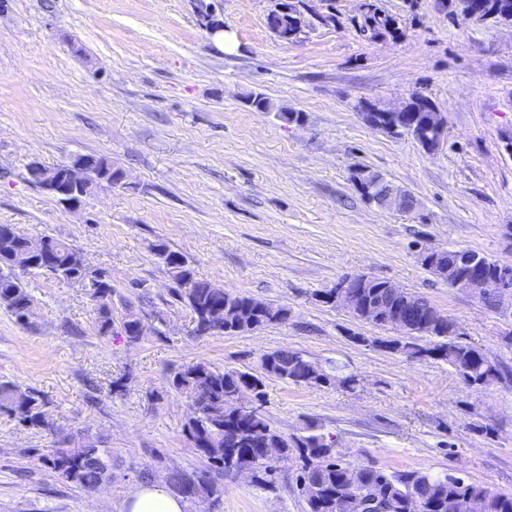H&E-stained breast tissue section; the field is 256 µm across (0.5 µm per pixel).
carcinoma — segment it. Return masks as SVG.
Returning <instances> with one entry per match:
<instances>
[{
  "label": "carcinoma",
  "mask_w": 512,
  "mask_h": 512,
  "mask_svg": "<svg viewBox=\"0 0 512 512\" xmlns=\"http://www.w3.org/2000/svg\"><path fill=\"white\" fill-rule=\"evenodd\" d=\"M481 8L476 21L493 20L512 22V0H479ZM391 19L375 7L360 25L362 34L374 37L375 24ZM250 108L255 112H277L288 122L302 121L303 114L275 106L261 93L248 94ZM434 112H407L391 114L381 120L395 130H384L394 136H409L422 148L431 150L441 141L442 126ZM351 181L367 202L392 187L380 174L366 167L355 169ZM47 242L51 247L43 252H33L38 243ZM157 252L170 259L169 271L176 284V296L190 308L194 320L208 318L231 329L250 322L263 328L282 324L288 320L290 310L273 307L253 297L227 291L200 278L188 267L183 257L157 245ZM482 267L488 280L512 284V264L500 262L474 250H448L435 262L429 258L421 264L438 280L451 285L470 270V263ZM50 266L58 276L81 280L87 267L81 253L71 244L51 237H33L23 233L13 224H0V304L4 305L21 324L29 318L33 299L27 291L23 277L38 273ZM385 281L369 278L364 287L353 289L361 303L379 300L389 306L410 313L411 335L431 340L430 346L407 347L393 341L387 348L406 357L425 353L427 357L443 360L462 375L469 386H483L498 380L503 370L491 362L477 346L460 339L462 333L455 320L442 315L434 318L437 309L423 295L405 292L396 299L384 288ZM99 328L112 329V286L104 281L93 293ZM121 329L127 339H141L138 317L128 314ZM263 374L288 383L306 387H324L335 382V377L318 364L292 351L276 350L259 358ZM169 387L188 401L190 415L185 424L187 440L197 452L207 458L211 467L225 472L264 470L270 476L276 464L263 459L262 448L266 442L278 440L282 444L281 460L295 455L301 461L296 482L313 486L317 493L304 498L306 512H364L363 502L371 503V512H448V502L458 506V512H468L474 500L482 503L483 512H512V493H494L486 487L468 482L450 474H433L421 470L387 471L375 466L353 465L337 456L335 441L316 432L309 424L301 435L285 436L277 431L261 410L242 412L240 399L250 398L263 402L265 398L262 377L241 370H221L207 363L187 364L175 371L167 380ZM24 390L15 383L0 381V412L14 417L29 428H41L47 420L44 396L28 389L27 400L17 399ZM244 431L238 446L224 447V427ZM112 450L100 448L88 439L85 447L52 448L41 456V462L58 473L64 481L91 491L112 478ZM168 486L176 491L184 484L192 485L182 496L190 499H210L217 503L223 490L203 472L180 469L169 471Z\"/></svg>",
  "instance_id": "obj_1"
}]
</instances>
